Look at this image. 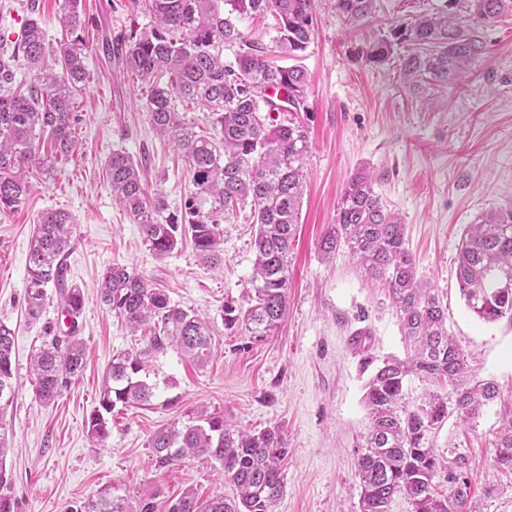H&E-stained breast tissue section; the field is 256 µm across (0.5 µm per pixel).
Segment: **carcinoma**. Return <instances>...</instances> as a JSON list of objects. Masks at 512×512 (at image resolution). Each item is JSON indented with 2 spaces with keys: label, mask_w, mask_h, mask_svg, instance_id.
<instances>
[{
  "label": "carcinoma",
  "mask_w": 512,
  "mask_h": 512,
  "mask_svg": "<svg viewBox=\"0 0 512 512\" xmlns=\"http://www.w3.org/2000/svg\"><path fill=\"white\" fill-rule=\"evenodd\" d=\"M151 17L145 27L91 45L81 0H62L67 39L52 47L44 29L28 20L9 44L0 35V213L21 209L30 194V174L48 178L79 150L75 99L90 81L91 53L115 59L149 84L144 109L153 131L171 137L183 150L193 191L177 212L163 196L150 195L140 167L114 151L103 176L144 240L160 260L191 240L198 258L217 267L224 261L220 220L250 207L255 235L250 279L253 296L244 308L224 302V328L243 327L259 342L274 334L287 312L291 250L306 188L310 154L306 105L310 77L297 63L325 5L350 29L377 15V0H132ZM512 0H446L441 8L411 22L394 21L380 37L360 49L375 66L405 48L400 64L403 87L419 98L450 81L481 58V31L492 26ZM274 18L272 47L248 39L239 19ZM230 51L233 58L224 57ZM294 61L268 60L269 52ZM24 58L30 82L16 81L15 62ZM211 114L212 133L199 134L175 109V99ZM286 112L280 120L272 113ZM76 240L72 217L47 210L36 219L29 241L25 282L28 315L39 316L47 289L55 290L68 318L67 330L44 342L32 362L36 395L50 403L79 378L85 349L79 336L84 311L81 288L68 279L66 257ZM346 246L365 274L387 288L400 316L404 336L413 344L405 359H391L368 382L365 402L369 428L358 454L361 512H389L394 497L409 501L412 512H475L469 461L457 448L452 458L435 448L439 428L454 416L463 423L499 397L497 385L473 379L468 358L448 335V310L435 290L418 277L400 216L375 190V181L357 170L346 181L334 223L318 244L329 258ZM456 277L468 307L481 320L512 321V206L489 210L469 225L457 250ZM100 303L129 329L141 345L112 356L98 406L87 420L89 439L103 444L112 412L152 405L157 384L149 363L176 350L205 365L212 355L210 326L171 301L134 268L110 266L104 273ZM14 330L0 321V414L15 393L12 370ZM435 387L424 400L405 401L408 377ZM149 448L160 467L192 458L218 462L232 495L201 499L184 491L168 512H275L284 492L281 465L285 441L275 427L259 433L239 430L224 412L201 406L184 420L157 430ZM9 428L0 418V512H17L18 502L6 476ZM497 464L512 470V421L498 440ZM64 512H155L148 499L131 501L108 485Z\"/></svg>",
  "instance_id": "cac0c4a2"
}]
</instances>
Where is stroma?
I'll use <instances>...</instances> for the list:
<instances>
[{
	"instance_id": "1",
	"label": "stroma",
	"mask_w": 512,
	"mask_h": 512,
	"mask_svg": "<svg viewBox=\"0 0 512 512\" xmlns=\"http://www.w3.org/2000/svg\"><path fill=\"white\" fill-rule=\"evenodd\" d=\"M445 0H379L376 21L347 29L320 10L315 35L301 57L308 90L311 154L300 224L292 244L287 314L261 342L224 327L225 300L244 306L251 294L254 228L249 209L224 219V266L212 269L191 242L165 259L148 250L140 227L112 198L101 166L120 150L144 161L150 192L179 209L191 193L189 167L175 142L151 130L146 83L116 62L89 55L91 80L76 99L79 157L54 178H33L24 208L0 213V320L15 331L14 402L0 418L11 429L6 468L18 512H64L67 505L113 485L131 499L154 497L158 512L185 490L204 499L224 493L220 465L196 458L180 466L155 465L152 434L199 404L224 410L254 432L279 428L287 455L284 493L276 512H360L357 450L367 431L366 386L385 359L410 351L387 293L368 279L347 248L323 260L318 243L348 177L372 171L378 193L406 226L417 275L448 309V332L477 379L497 383L501 397L478 417L449 418L436 437L440 450L469 458L476 512H512V470L496 463L498 437L512 420V322L481 321L467 307L456 278L458 244L467 225L498 207L512 206V11L485 33L487 51L470 68L437 87L439 109L406 92L398 57L381 66L358 54L387 22L411 21ZM92 19L89 42L121 34L150 18L130 0H83ZM73 217L76 242L67 257L69 279L83 288L80 335L83 375L55 403L33 389L32 360L64 318L47 299L39 318L24 308L28 245L45 210ZM134 267L168 289L171 299L211 324L215 355L205 367L168 352L151 367L157 399L112 414L111 433L97 445L85 422L97 406L103 377L117 352L129 349L125 326L100 304L95 290L106 267Z\"/></svg>"
}]
</instances>
